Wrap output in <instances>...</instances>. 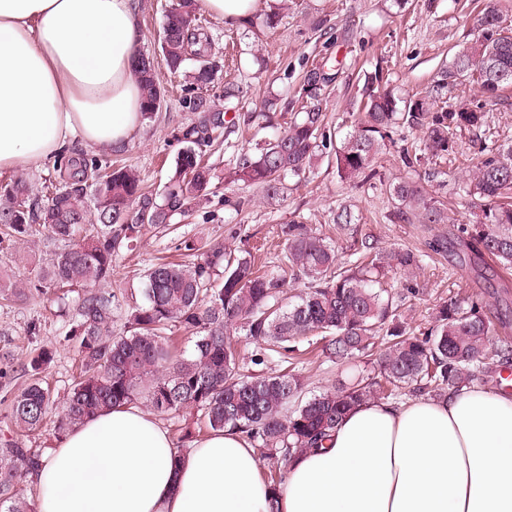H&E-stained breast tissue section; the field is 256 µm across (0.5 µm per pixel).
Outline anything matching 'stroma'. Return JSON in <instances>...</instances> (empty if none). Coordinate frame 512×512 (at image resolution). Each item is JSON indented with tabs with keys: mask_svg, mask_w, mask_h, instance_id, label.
Masks as SVG:
<instances>
[{
	"mask_svg": "<svg viewBox=\"0 0 512 512\" xmlns=\"http://www.w3.org/2000/svg\"><path fill=\"white\" fill-rule=\"evenodd\" d=\"M139 3L144 32L139 49L154 58L165 103L144 123L141 135L111 158L137 169L147 189L158 194L183 147V130L196 124L198 115L182 108L184 78L167 70L160 52L159 33L171 0ZM490 4L512 17V0H295L287 16L257 38L251 25L273 13V0H260L248 23L230 25L203 10L198 16L212 34L216 51L235 58L223 78L241 81L249 104L300 98L306 71L323 67L331 77L322 93L326 121L342 136L351 128L353 103L369 74L382 72L397 97H411L431 83L451 51L472 38L480 11ZM215 109L223 116L224 135L206 148L205 158L215 169L217 192L189 213L174 215L169 228L145 226L137 248L117 256L110 287L122 295L125 306L143 303L144 270L158 259L175 257L178 238L218 239L239 254L251 255L257 265L273 267L286 250L282 227L302 217L313 231L327 237L344 264L354 260L368 239L383 251L410 249L419 254L421 268L415 277L387 278L393 296L404 299L403 316L412 329L429 328L439 306L454 296L478 304L495 330L494 341L512 343V272L502 273L489 257H468L463 246L480 212L478 204L468 198L455 200L449 223L411 224L396 217L388 192L391 183L410 180L423 183L435 198H452L462 181L460 161L472 157L485 139L512 142V88L486 103V127L457 133L455 161L426 153L420 162H407V148L422 146L423 132L401 124L386 139L373 178L340 179L331 156L323 153L305 175L289 178L287 197L273 200L259 186L228 184L224 176L237 155L255 151L274 131L283 130L290 113H257L247 122L220 97ZM342 205L360 217L344 231L332 222ZM33 321L41 325L35 337L27 333ZM69 328V318L54 296L14 304L0 300V355L9 354L13 361L8 378L0 379V443L16 442L44 456L56 448L60 436L53 425L31 434L21 432L8 421L6 407L27 382L24 364L42 347L55 352L45 372L47 381L60 393L70 387L77 356L64 340ZM300 366L310 394L363 371L360 362L338 364L317 350L305 351Z\"/></svg>",
	"mask_w": 512,
	"mask_h": 512,
	"instance_id": "stroma-1",
	"label": "stroma"
}]
</instances>
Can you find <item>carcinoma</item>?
<instances>
[{"label": "carcinoma", "instance_id": "carcinoma-1", "mask_svg": "<svg viewBox=\"0 0 512 512\" xmlns=\"http://www.w3.org/2000/svg\"><path fill=\"white\" fill-rule=\"evenodd\" d=\"M197 0H172L160 34L168 70L186 73L182 106L200 113L199 122L183 131L186 146L178 153L172 176L157 196L143 188L137 170L113 165L88 153H61L53 173L44 178L45 198L32 194L17 178L0 184V244L25 248L38 239L61 242L34 278L18 279L0 268V297L24 301L33 294L77 288L76 313L67 333L79 357V373L69 391L58 397L41 378L54 351L40 348L27 364L30 381L10 399L6 418L33 432L47 420L65 432L97 413L122 405L145 404L158 413L186 409L201 412L212 431L230 427L253 442L266 461L265 481L275 491L284 482L282 463L320 448L345 415L368 401L396 399L406 393L431 394L470 386L495 359L508 361L512 347L493 346L491 326L477 304L450 297L435 322L416 334L401 321V300L379 286L387 267L412 274L419 256L411 250L381 253L366 247L348 266L335 248L302 220L283 228L288 247L282 264L306 278L295 300L286 301V278L235 256L222 242L200 244L184 238L177 249L190 261L159 262L145 274V303L122 309L119 297L106 290L115 257L138 244L143 227L163 225L211 193L212 169L198 148L213 142L223 128L214 100L204 93L221 65L208 52L210 42L196 24ZM488 7L470 42L454 53L433 84L400 102L378 75L367 83L352 130L335 142L320 106L326 82L320 68L305 76L303 116L288 124L254 154L239 155L231 168L233 182L258 184L268 198L284 194L287 176L310 168L317 152L334 151L342 178L375 174L390 129L404 119L425 127V150L433 157L454 154V133L481 128L488 114L465 104L448 103V94L475 87L488 100L512 86V25ZM150 56L138 54L134 74L141 85L142 117L159 112L165 90ZM462 191L482 203L467 247L512 269V144L493 140L478 147L477 163ZM396 216L417 224H446L448 210L424 185L401 180L389 186ZM222 280H217V272ZM124 314L117 315L118 310ZM121 320L120 331L113 330ZM177 327L194 331L187 357L172 355ZM240 331L255 346L250 361L265 365L273 358L288 368L246 375L231 332ZM308 337L322 341V354L338 363L358 359L369 367L365 377L305 395V380L295 362V343ZM41 465L36 451L16 443L0 445V512H37L35 499L18 496L17 486Z\"/></svg>", "mask_w": 512, "mask_h": 512}]
</instances>
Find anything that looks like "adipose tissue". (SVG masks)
I'll return each mask as SVG.
<instances>
[{"label":"adipose tissue","mask_w":512,"mask_h":512,"mask_svg":"<svg viewBox=\"0 0 512 512\" xmlns=\"http://www.w3.org/2000/svg\"><path fill=\"white\" fill-rule=\"evenodd\" d=\"M137 0H0V171L142 129ZM227 429L178 455L137 406L77 424L42 460L37 512H512V393L370 400L272 491Z\"/></svg>","instance_id":"ef3b65f1"}]
</instances>
